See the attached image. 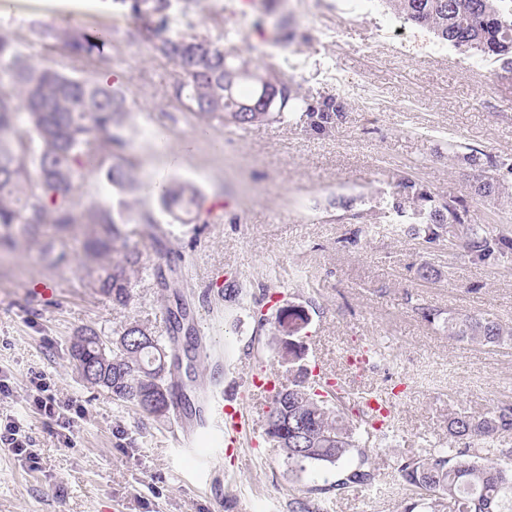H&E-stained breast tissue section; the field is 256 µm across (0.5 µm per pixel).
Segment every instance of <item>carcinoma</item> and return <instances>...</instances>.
I'll list each match as a JSON object with an SVG mask.
<instances>
[{
    "label": "carcinoma",
    "mask_w": 512,
    "mask_h": 512,
    "mask_svg": "<svg viewBox=\"0 0 512 512\" xmlns=\"http://www.w3.org/2000/svg\"><path fill=\"white\" fill-rule=\"evenodd\" d=\"M196 0H115L133 20L128 37L144 42L175 63L180 79L173 95L184 110L205 128L234 126L248 129L269 120L299 114L306 128L316 135L335 130L343 121L346 102L339 95H303L293 79L271 67H262L240 54L224 52L206 36L168 33L169 13L188 11ZM405 21L423 28L438 40L456 48L474 50L512 71V16L502 7L505 0H381ZM36 35L66 63L35 62L23 55L17 44L0 35V247L11 244L12 230L37 236L50 224L56 234H66L74 224L93 227L83 249L85 273L92 287L126 306L132 294V278L141 265L140 253L128 247L125 226L155 223L148 212L133 214L123 203L95 204L79 209L75 193L89 180L99 179L110 187L138 190L136 164L123 155L125 141L116 132L127 112L123 86L79 73L98 64L109 66L106 48L112 45L107 28L45 25ZM278 90L271 111L261 102L264 88ZM459 162L477 171L475 196L485 199L509 193L512 163L478 147L456 155ZM162 205L177 211L176 219L191 224L200 219V192L193 185L170 180L158 193ZM356 199L339 201L350 218L371 224L389 220L396 232L424 234V242L448 241V251L458 248L477 266L495 265L504 250H512L508 229L468 222L464 201L436 196L428 185L413 177L400 183L398 195L374 210H354ZM448 336L462 341L496 346L512 342V328L486 315L448 314L443 319ZM97 332L86 328L70 346L85 360L100 365V378L93 385L134 402L143 411L163 415L169 409L167 376L175 362L166 348L143 324L125 325L112 347L83 337ZM112 365L101 367L102 355ZM293 380L287 398L273 394L265 416V434L284 452L288 470L297 475H325L334 480L307 490L306 498L289 503L290 512H327L322 496L349 488L371 486L375 469L367 466L371 449L360 446L356 426L346 413L362 414L372 422L378 414L368 398L341 411L333 390L319 393L288 364ZM449 434L464 444L442 448L428 458L405 457L397 464L403 486L412 502L404 512H414L427 502L431 512H512V448H494L492 443L512 432V404L494 408L481 417L460 413L448 424ZM359 462L336 471L350 455ZM507 462H502V459Z\"/></svg>",
    "instance_id": "cac0c4a2"
}]
</instances>
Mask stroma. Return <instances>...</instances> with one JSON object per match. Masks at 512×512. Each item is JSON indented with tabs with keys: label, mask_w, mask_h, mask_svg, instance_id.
I'll list each match as a JSON object with an SVG mask.
<instances>
[{
	"label": "stroma",
	"mask_w": 512,
	"mask_h": 512,
	"mask_svg": "<svg viewBox=\"0 0 512 512\" xmlns=\"http://www.w3.org/2000/svg\"><path fill=\"white\" fill-rule=\"evenodd\" d=\"M295 36L272 37L282 16ZM38 24L106 27L113 69L123 71L126 118L120 128L139 177L159 166L156 132L181 154L167 179L193 184L202 207L220 204L222 221L183 224L153 195L109 189L89 180L76 197L86 207L126 201L151 213L154 230L126 227L142 254L128 306L91 288L82 262L90 227L66 237L45 229L0 249V371L13 388L0 397V423L22 417L42 456L40 469L0 447V512H289L313 475H293L265 436L267 396L253 395V375L278 383L288 372L271 344L278 310L304 307L299 332L305 364L321 361L332 382L354 395L392 400L387 427L372 430L375 485L348 492L330 512H403L408 495L394 467L404 456L448 447V419L479 416L512 403V343L488 347L449 339L441 322L417 309L478 313L512 326V253L494 267L449 255L387 226L338 219L340 199L374 205L404 175L443 197L469 202V221L512 226V203L473 198L474 173L455 158L476 146L512 158V72L476 53L438 41L380 0H200L173 11L172 32L211 37L224 50L288 72L301 93L344 96L334 131L316 135L303 121H269L246 130L206 129L172 95L177 67L145 43L111 0H0V33L19 48ZM54 244L67 259L49 265ZM437 278H418L421 264ZM239 283L233 299L212 288L216 276ZM192 310L210 356L197 382L224 380V397L248 417L239 448L206 442L180 448L172 414L144 413L106 388L87 384L70 344L86 327L111 339L132 321L161 336L167 310ZM268 325H260V318ZM44 376L52 392L85 411L70 443L50 437L25 402L29 381Z\"/></svg>",
	"instance_id": "obj_1"
}]
</instances>
